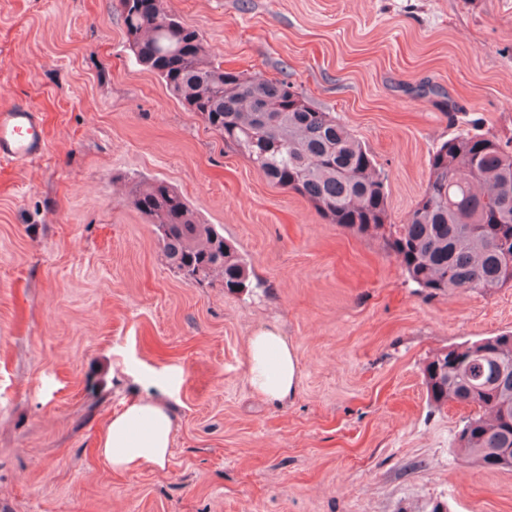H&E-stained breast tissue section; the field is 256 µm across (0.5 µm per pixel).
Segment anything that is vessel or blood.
Masks as SVG:
<instances>
[{"label": "vessel or blood", "instance_id": "1", "mask_svg": "<svg viewBox=\"0 0 512 512\" xmlns=\"http://www.w3.org/2000/svg\"><path fill=\"white\" fill-rule=\"evenodd\" d=\"M48 148L43 115L29 102L0 106V172L40 159Z\"/></svg>", "mask_w": 512, "mask_h": 512}]
</instances>
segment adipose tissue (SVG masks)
I'll use <instances>...</instances> for the list:
<instances>
[{
    "label": "adipose tissue",
    "mask_w": 512,
    "mask_h": 512,
    "mask_svg": "<svg viewBox=\"0 0 512 512\" xmlns=\"http://www.w3.org/2000/svg\"><path fill=\"white\" fill-rule=\"evenodd\" d=\"M249 384L252 390L272 401H285L294 394L298 381L297 360L277 326L254 334L248 348ZM174 439V422L169 408L159 400L142 395L125 402L101 431L97 448L116 472L151 465L164 467Z\"/></svg>",
    "instance_id": "1"
}]
</instances>
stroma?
<instances>
[{
    "mask_svg": "<svg viewBox=\"0 0 512 512\" xmlns=\"http://www.w3.org/2000/svg\"><path fill=\"white\" fill-rule=\"evenodd\" d=\"M225 68L300 88L364 143L403 223L430 153L477 123L512 142V0H165ZM48 149L0 181V512H512V470L458 457L468 407L426 361L512 332V288L428 297L378 236L269 183L126 43L113 0H0V105ZM176 187L245 259L248 288L187 280L129 203ZM298 364L249 381L253 333ZM175 415L164 468L116 473L99 434L133 394ZM249 384L272 401H285L295 393L297 360L288 340L277 326L261 329L249 341Z\"/></svg>",
    "mask_w": 512,
    "mask_h": 512,
    "instance_id": "stroma-1",
    "label": "stroma"
}]
</instances>
